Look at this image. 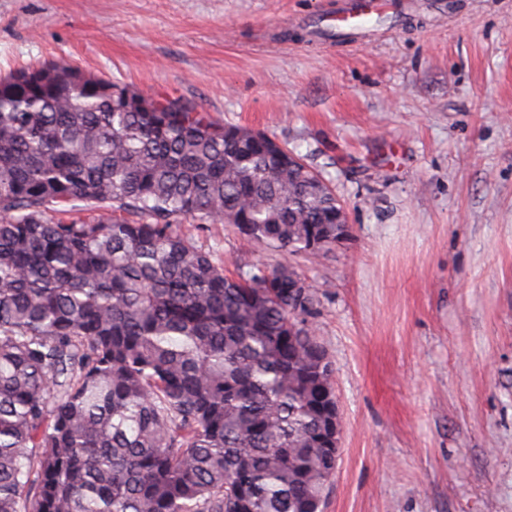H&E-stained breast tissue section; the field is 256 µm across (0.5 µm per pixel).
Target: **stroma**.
<instances>
[{
  "label": "stroma",
  "mask_w": 512,
  "mask_h": 512,
  "mask_svg": "<svg viewBox=\"0 0 512 512\" xmlns=\"http://www.w3.org/2000/svg\"><path fill=\"white\" fill-rule=\"evenodd\" d=\"M0 0V73L66 62L275 138L349 234L289 254L187 224L230 277L288 263L343 420L323 512H512V0ZM390 0H362L355 12L345 14L346 16L336 15L329 19L335 22L337 27H359L375 16L379 17L381 13H385Z\"/></svg>",
  "instance_id": "stroma-1"
}]
</instances>
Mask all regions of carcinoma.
<instances>
[{"label":"carcinoma","mask_w":512,"mask_h":512,"mask_svg":"<svg viewBox=\"0 0 512 512\" xmlns=\"http://www.w3.org/2000/svg\"><path fill=\"white\" fill-rule=\"evenodd\" d=\"M68 64L0 79V512H321L335 367L287 264L235 279L180 224L328 252L294 151Z\"/></svg>","instance_id":"1"}]
</instances>
